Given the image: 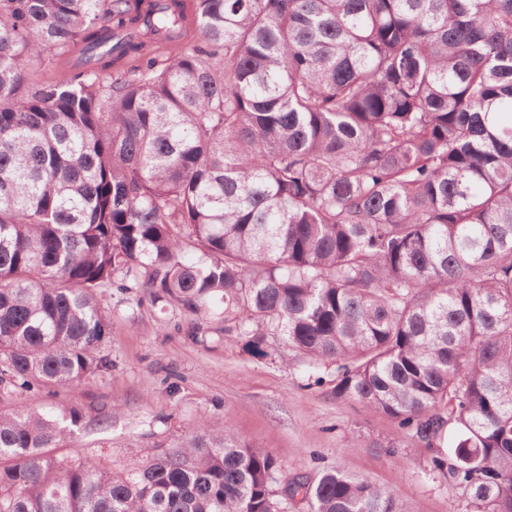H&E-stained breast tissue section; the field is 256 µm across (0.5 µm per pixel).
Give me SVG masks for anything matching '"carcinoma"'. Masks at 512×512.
<instances>
[{
  "mask_svg": "<svg viewBox=\"0 0 512 512\" xmlns=\"http://www.w3.org/2000/svg\"><path fill=\"white\" fill-rule=\"evenodd\" d=\"M112 288L334 365L512 512V0H0V389L103 369ZM85 416L0 413V512H411L227 424L55 454Z\"/></svg>",
  "mask_w": 512,
  "mask_h": 512,
  "instance_id": "carcinoma-1",
  "label": "carcinoma"
}]
</instances>
